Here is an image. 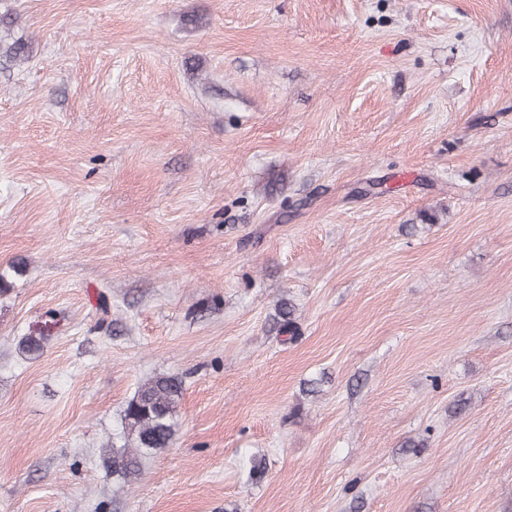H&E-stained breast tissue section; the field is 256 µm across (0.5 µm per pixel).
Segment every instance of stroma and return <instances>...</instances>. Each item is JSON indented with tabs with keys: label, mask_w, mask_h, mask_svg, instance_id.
<instances>
[{
	"label": "stroma",
	"mask_w": 512,
	"mask_h": 512,
	"mask_svg": "<svg viewBox=\"0 0 512 512\" xmlns=\"http://www.w3.org/2000/svg\"><path fill=\"white\" fill-rule=\"evenodd\" d=\"M0 272V512H512V0H0ZM182 381L157 375L140 384L122 414L124 443L112 445V475L123 483L136 479L141 458L157 455L173 444Z\"/></svg>",
	"instance_id": "1"
}]
</instances>
